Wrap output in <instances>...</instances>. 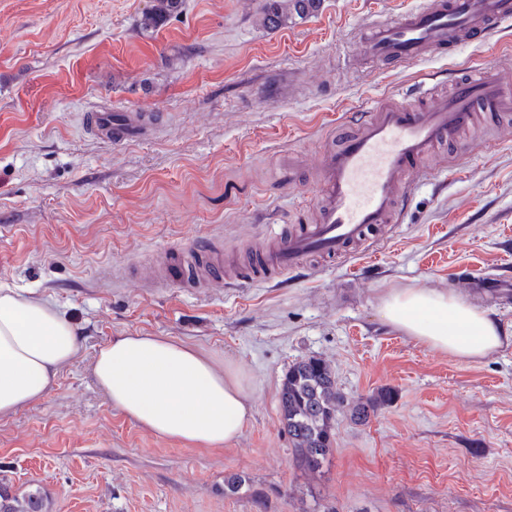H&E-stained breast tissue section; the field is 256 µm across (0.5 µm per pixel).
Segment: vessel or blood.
I'll use <instances>...</instances> for the list:
<instances>
[{
  "label": "vessel or blood",
  "mask_w": 512,
  "mask_h": 512,
  "mask_svg": "<svg viewBox=\"0 0 512 512\" xmlns=\"http://www.w3.org/2000/svg\"><path fill=\"white\" fill-rule=\"evenodd\" d=\"M512 21V0H423L397 19L371 26L363 57L390 65L414 63L428 53L490 37ZM474 78L457 81L451 94L422 106L388 100L336 128L337 145L316 166L319 211L313 223L278 235L258 250L236 283L284 277L311 257L346 255L352 244L372 241L377 229L398 223L423 176L419 161L433 147L454 143L482 118L512 112V87L495 66L483 64ZM144 117L98 112L87 123L119 144L137 138ZM163 285L217 288L224 285V255L200 245L198 252L167 256Z\"/></svg>",
  "instance_id": "b4317fda"
}]
</instances>
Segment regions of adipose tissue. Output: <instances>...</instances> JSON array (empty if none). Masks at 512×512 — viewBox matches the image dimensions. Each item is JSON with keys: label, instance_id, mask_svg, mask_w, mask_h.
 I'll use <instances>...</instances> for the list:
<instances>
[{"label": "adipose tissue", "instance_id": "adipose-tissue-1", "mask_svg": "<svg viewBox=\"0 0 512 512\" xmlns=\"http://www.w3.org/2000/svg\"><path fill=\"white\" fill-rule=\"evenodd\" d=\"M379 313L420 344L462 362L479 361L507 337L500 322L455 292L396 288ZM80 351L79 334L48 301L0 286V418L50 393ZM93 374L112 405L157 436L218 448L252 416L244 379L198 348L167 336L123 334L101 347Z\"/></svg>", "mask_w": 512, "mask_h": 512}]
</instances>
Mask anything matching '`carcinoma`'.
Returning a JSON list of instances; mask_svg holds the SVG:
<instances>
[{"mask_svg":"<svg viewBox=\"0 0 512 512\" xmlns=\"http://www.w3.org/2000/svg\"><path fill=\"white\" fill-rule=\"evenodd\" d=\"M182 4L183 0H152L141 13L139 27L144 31L158 29L180 12ZM320 4L321 0H268L264 22L270 28H279L294 14L302 17L317 12ZM390 401L391 392L381 390L369 403L352 406L351 416L364 422L369 411ZM344 404L335 376L322 359H303L288 368L279 392V410L300 468L318 473L329 461L335 443L336 414Z\"/></svg>","mask_w":512,"mask_h":512,"instance_id":"obj_1","label":"carcinoma"}]
</instances>
